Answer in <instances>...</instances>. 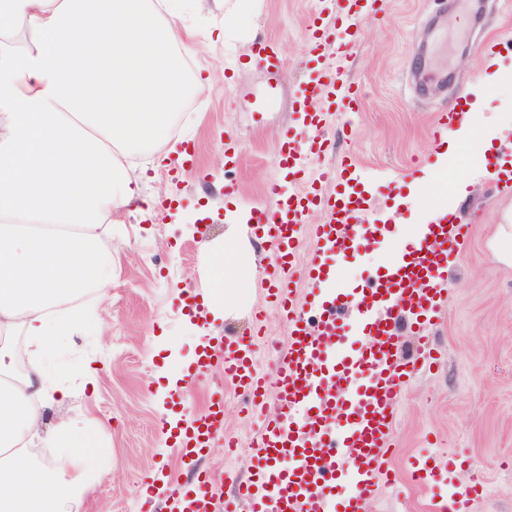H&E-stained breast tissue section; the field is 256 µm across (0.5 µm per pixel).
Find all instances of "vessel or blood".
<instances>
[{"mask_svg":"<svg viewBox=\"0 0 512 512\" xmlns=\"http://www.w3.org/2000/svg\"><path fill=\"white\" fill-rule=\"evenodd\" d=\"M336 22L323 12L309 21V37L319 53L313 59V77L298 100L299 119L307 138L285 136L278 163L286 176L301 187L285 190L281 181L269 183L271 208L255 210L252 223L277 245V258L265 281L272 298L288 319L287 351L277 354L273 374L256 364L257 337L218 338L202 347L194 362L195 377L223 364L224 380L251 398L265 427L251 448L252 476L235 498L216 502L214 478L198 473L188 485H171L164 494L173 512H328L327 496L337 480L325 460L347 457L350 495L348 512H362L377 480L388 479L390 432L404 386L417 368L427 367L431 355L418 347L414 362L399 354L393 320L412 317L414 330L429 327L442 302L448 255L465 236L464 227L439 218L427 225L421 242L407 243L401 257L391 259L386 275L366 282L355 302L339 295L322 300L316 327H308L303 312L293 307L290 285L299 262L298 239L314 212L325 216L316 225L314 248L307 265L324 275L323 258L346 254L362 242L385 235L386 225L367 221L366 198L355 186L365 174L357 162L342 160L338 170L308 176L306 160L327 145L326 115L332 105L354 108L358 97L345 77L344 61L321 55L331 43ZM339 181L336 195L324 194L323 185ZM356 315L369 330V339L358 349L340 354L342 331L349 315ZM274 397L276 410L267 412L265 399ZM224 429V402L210 398L206 407L183 419L177 443L183 456L211 447ZM452 470V462L438 456L414 464L411 479L422 484L433 471Z\"/></svg>","mask_w":512,"mask_h":512,"instance_id":"b4317fda","label":"vessel or blood"}]
</instances>
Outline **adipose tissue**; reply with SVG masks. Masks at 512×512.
<instances>
[{"label":"adipose tissue","mask_w":512,"mask_h":512,"mask_svg":"<svg viewBox=\"0 0 512 512\" xmlns=\"http://www.w3.org/2000/svg\"><path fill=\"white\" fill-rule=\"evenodd\" d=\"M185 0H0V329L34 347L15 376L0 346V512H71L105 476L85 422L44 428L41 409L71 397L50 361L89 319L73 307L112 286L116 214L146 205L132 155L164 143L190 91L177 23ZM236 251L211 258L201 298L219 317ZM52 449L38 463L34 446Z\"/></svg>","instance_id":"obj_1"}]
</instances>
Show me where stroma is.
Returning <instances> with one entry per match:
<instances>
[{"mask_svg":"<svg viewBox=\"0 0 512 512\" xmlns=\"http://www.w3.org/2000/svg\"><path fill=\"white\" fill-rule=\"evenodd\" d=\"M479 23H467L453 0H378L360 20L348 79L359 107L327 115L328 151L311 170L354 157L369 184L370 213L396 237L413 235L412 214L445 201L467 238L448 266L445 303L427 332L439 355L432 371L404 387L393 430V486L378 485L365 512H433L438 497L458 486L477 492L468 512H512V266L498 262L490 241L498 225L512 224V183L488 174L478 153L485 138L512 155V11L484 0ZM316 0H258L253 14L238 0H191L181 39L189 77L213 75V88L190 95L172 127V140L193 151L196 164L155 168L131 160L144 194L159 198L152 210L125 215L112 240V288L90 297L95 325L68 339L60 352L66 370L99 364L96 388L75 385L56 416L85 419L112 454V472L72 512H134L137 489L150 473L191 481L211 471L217 498L232 495L225 470L250 476L249 449L261 425L249 418L244 398L222 372L179 386L173 372L193 368L197 329L185 317L184 295L205 286L206 254L235 247L240 271L225 288L217 336H243L263 312L269 339L288 344V324L268 303L264 272L274 244L250 221L269 205L267 185L280 178V142L299 130L297 100L308 80L312 47L306 25ZM224 27L215 39L214 27ZM272 43L281 61L270 68L252 48ZM482 98L467 113L468 135L454 151L433 138L437 117L461 110L465 90ZM237 139L234 164L224 162L228 135ZM470 182L467 197L447 195L457 179ZM394 253L389 240L372 242L335 261L333 283L355 287L379 275ZM224 397V426L240 442L224 453L222 439L186 464L166 449L160 420L178 408L203 410L210 394ZM463 459L462 468L431 487L407 482L410 461L430 448Z\"/></svg>","mask_w":512,"mask_h":512,"instance_id":"35a3bbf8","label":"stroma"}]
</instances>
